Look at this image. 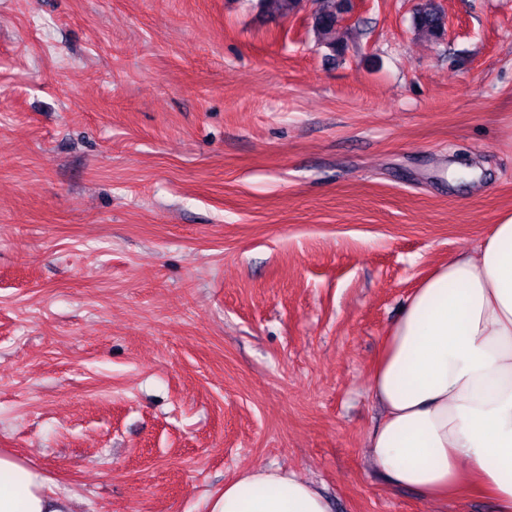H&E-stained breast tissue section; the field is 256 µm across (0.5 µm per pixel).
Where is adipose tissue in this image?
I'll return each mask as SVG.
<instances>
[{"label":"adipose tissue","instance_id":"obj_1","mask_svg":"<svg viewBox=\"0 0 512 512\" xmlns=\"http://www.w3.org/2000/svg\"><path fill=\"white\" fill-rule=\"evenodd\" d=\"M370 463L435 504L475 492L512 512V219L422 279L383 339ZM0 512H73L37 466L0 451ZM206 512H330L310 481L246 471Z\"/></svg>","mask_w":512,"mask_h":512}]
</instances>
